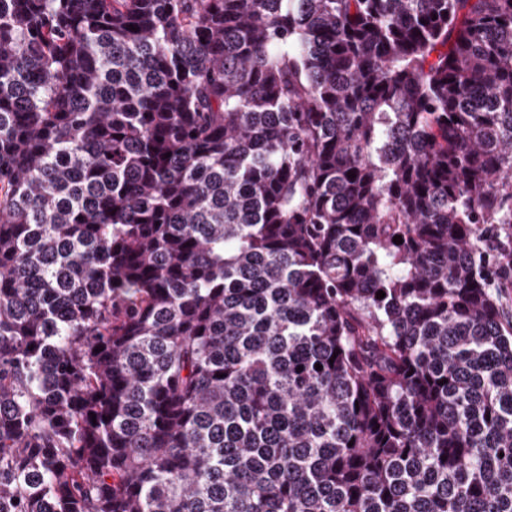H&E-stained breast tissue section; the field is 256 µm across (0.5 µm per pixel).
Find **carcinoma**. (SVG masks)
Masks as SVG:
<instances>
[{"label": "carcinoma", "instance_id": "1", "mask_svg": "<svg viewBox=\"0 0 512 512\" xmlns=\"http://www.w3.org/2000/svg\"><path fill=\"white\" fill-rule=\"evenodd\" d=\"M506 284L512 0H0V512H512Z\"/></svg>", "mask_w": 512, "mask_h": 512}]
</instances>
